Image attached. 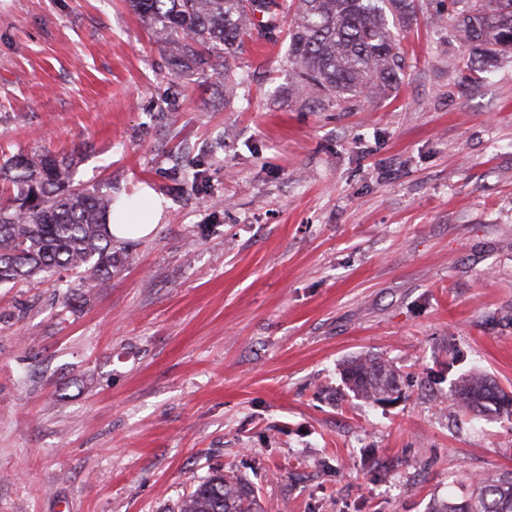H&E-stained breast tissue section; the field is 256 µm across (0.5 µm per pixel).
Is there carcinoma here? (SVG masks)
Segmentation results:
<instances>
[{
  "instance_id": "carcinoma-1",
  "label": "carcinoma",
  "mask_w": 512,
  "mask_h": 512,
  "mask_svg": "<svg viewBox=\"0 0 512 512\" xmlns=\"http://www.w3.org/2000/svg\"><path fill=\"white\" fill-rule=\"evenodd\" d=\"M129 0L131 11L170 51L172 71L209 79L224 74L233 97V67L246 40L272 39L288 11L289 74L302 92L341 103L392 86L403 71L396 30L414 16V0ZM451 12L478 57L512 52V0H450ZM79 152L18 154L0 162V180L13 196L0 203V284L40 279L59 289L64 271L80 274L89 292L124 266V242L108 225L118 197L112 189L73 184ZM345 384L366 402L388 399L398 374L381 357L359 356L343 369ZM455 401L475 418L512 416V396L493 380L463 378ZM180 512H259L253 490L219 471L195 482ZM431 512H512V471L470 483L461 501H443Z\"/></svg>"
}]
</instances>
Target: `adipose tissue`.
Listing matches in <instances>:
<instances>
[{
	"mask_svg": "<svg viewBox=\"0 0 512 512\" xmlns=\"http://www.w3.org/2000/svg\"><path fill=\"white\" fill-rule=\"evenodd\" d=\"M163 204L153 192L137 189L121 198L112 212L109 230L119 240H139L149 236L162 215Z\"/></svg>",
	"mask_w": 512,
	"mask_h": 512,
	"instance_id": "obj_1",
	"label": "adipose tissue"
}]
</instances>
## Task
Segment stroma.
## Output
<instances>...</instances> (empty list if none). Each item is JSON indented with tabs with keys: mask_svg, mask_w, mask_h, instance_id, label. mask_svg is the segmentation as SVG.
<instances>
[{
	"mask_svg": "<svg viewBox=\"0 0 512 512\" xmlns=\"http://www.w3.org/2000/svg\"><path fill=\"white\" fill-rule=\"evenodd\" d=\"M447 11L416 0L399 85L338 105L290 87L283 36L228 101L125 0H0V152L164 201L71 305L0 286V512H178L215 471L261 512H428L512 470V420L453 398L512 391V55L471 66ZM359 355L397 399L354 397ZM343 378L355 397L373 403L387 400L398 382L396 370L382 357L353 358L345 365ZM455 401L464 413L469 412L474 418L487 417L489 413L512 416V396L487 377L463 378L456 387Z\"/></svg>",
	"mask_w": 512,
	"mask_h": 512,
	"instance_id": "stroma-1",
	"label": "stroma"
}]
</instances>
